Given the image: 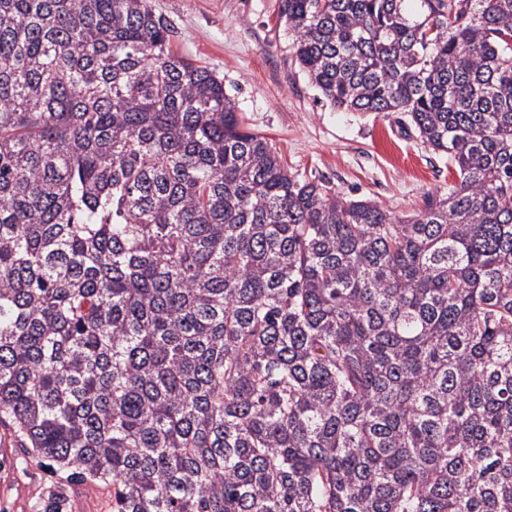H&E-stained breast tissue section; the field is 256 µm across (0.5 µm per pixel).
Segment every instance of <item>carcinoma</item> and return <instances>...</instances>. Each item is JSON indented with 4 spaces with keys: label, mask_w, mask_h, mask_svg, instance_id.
Instances as JSON below:
<instances>
[{
    "label": "carcinoma",
    "mask_w": 512,
    "mask_h": 512,
    "mask_svg": "<svg viewBox=\"0 0 512 512\" xmlns=\"http://www.w3.org/2000/svg\"><path fill=\"white\" fill-rule=\"evenodd\" d=\"M453 181L288 171L147 0H0V420L112 512H512V0H279Z\"/></svg>",
    "instance_id": "cac0c4a2"
}]
</instances>
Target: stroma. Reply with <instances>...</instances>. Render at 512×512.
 Masks as SVG:
<instances>
[{
	"label": "stroma",
	"mask_w": 512,
	"mask_h": 512,
	"mask_svg": "<svg viewBox=\"0 0 512 512\" xmlns=\"http://www.w3.org/2000/svg\"><path fill=\"white\" fill-rule=\"evenodd\" d=\"M169 22L172 48L224 79L250 128L290 172L369 198L402 217L448 186L446 160L399 113L360 115L330 106L295 62L278 0H148ZM0 512H112L111 486L68 479L24 453L0 423Z\"/></svg>",
	"instance_id": "35a3bbf8"
}]
</instances>
